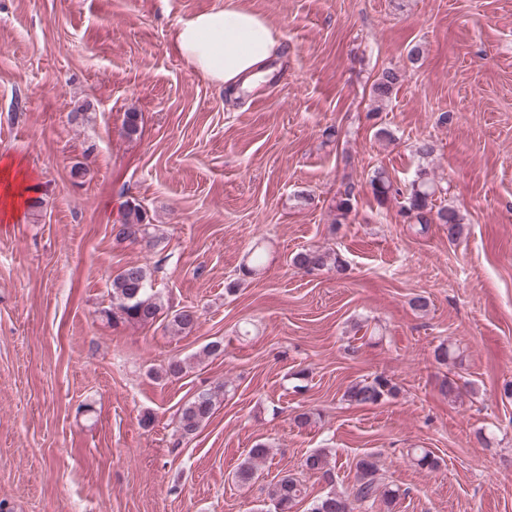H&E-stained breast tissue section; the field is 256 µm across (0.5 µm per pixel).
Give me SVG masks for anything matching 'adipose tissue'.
Segmentation results:
<instances>
[{"label":"adipose tissue","instance_id":"1","mask_svg":"<svg viewBox=\"0 0 512 512\" xmlns=\"http://www.w3.org/2000/svg\"><path fill=\"white\" fill-rule=\"evenodd\" d=\"M174 45L189 66L234 92L254 82L282 51L280 34L261 16L232 5L183 22Z\"/></svg>","mask_w":512,"mask_h":512}]
</instances>
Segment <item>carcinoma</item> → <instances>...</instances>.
Wrapping results in <instances>:
<instances>
[{
	"label": "carcinoma",
	"instance_id": "obj_1",
	"mask_svg": "<svg viewBox=\"0 0 512 512\" xmlns=\"http://www.w3.org/2000/svg\"><path fill=\"white\" fill-rule=\"evenodd\" d=\"M404 74L396 68L383 70L373 81L371 96L382 104L391 99L395 88L403 81ZM374 198L382 204L390 198L405 196L400 202L399 216L405 224L418 225V231L424 233L432 224H442L447 227L448 241L453 243L463 234V217L452 207L438 206L435 203L436 188L429 177L427 169H422L417 178L411 182L408 193L394 186L389 174L382 169L373 172L369 179ZM356 185L347 181L336 191L334 223H344L356 201ZM116 237L132 242L141 240L150 248L159 245L160 239L155 234L146 209L132 201L125 205ZM294 268L305 272L320 270L332 266L341 271L344 261L335 252L320 248H307L295 253L291 258ZM264 265V254L259 248L251 252L249 262L242 264L240 271L244 276L257 275ZM152 273L142 265L130 263L122 266L112 277L110 283L111 306L108 314L114 320L128 323L148 325L156 322L164 309L160 293L152 285ZM166 328L176 334L190 333L198 324L199 316L191 309L175 310L166 314ZM187 368V360L172 357L163 367L161 376L164 378H179ZM396 384L385 375H376L372 379H364L351 385L344 397L357 405H377L395 396ZM215 396L209 391L198 393L181 409L179 425L176 433L186 438L195 434L204 423L208 422L215 411ZM269 455V447L256 443L248 452L247 457L239 464L235 480L248 484L259 478L260 463ZM413 463L422 469L434 470L438 467V459L432 451L416 448L412 452ZM305 470L312 474L321 475L325 480H332L330 466V450L317 448L310 452L303 461ZM379 464L376 456L365 454L356 462L355 482L348 491H329L318 497L312 503L311 512H351L349 507L356 505L370 506L381 501L391 507L400 498V488L394 484H385L379 477ZM305 489L295 478L288 475L280 478L268 491L270 505L281 507L280 512H290L296 500L303 497Z\"/></svg>",
	"mask_w": 512,
	"mask_h": 512
}]
</instances>
